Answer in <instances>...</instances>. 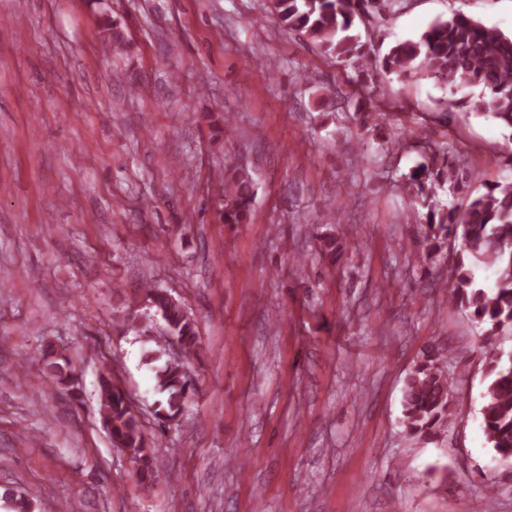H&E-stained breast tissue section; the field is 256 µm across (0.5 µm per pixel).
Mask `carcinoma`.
Listing matches in <instances>:
<instances>
[{
  "instance_id": "cac0c4a2",
  "label": "carcinoma",
  "mask_w": 512,
  "mask_h": 512,
  "mask_svg": "<svg viewBox=\"0 0 512 512\" xmlns=\"http://www.w3.org/2000/svg\"><path fill=\"white\" fill-rule=\"evenodd\" d=\"M401 7V0H273L279 22L305 35L324 53L353 67L369 60L358 27L370 17L384 19ZM106 46H125L123 33L109 18ZM385 73L399 76L427 75L461 88H479L481 95L468 100L470 110L488 112L512 128V37L463 13L438 18L415 40L398 42L381 58ZM431 165H421L406 177L414 203L425 209L418 225L419 256L434 264L444 257L448 242L458 244L448 270L451 302L471 312L484 326L480 351L486 387L481 426L496 458L512 459V352L494 346L501 334L512 331V181L498 182L480 194H464L461 202L445 209L435 204L437 190L448 183L463 188L477 179L465 159L443 142L431 150ZM253 193L249 176L232 168L224 175V223L249 222ZM481 263L496 270L493 290L475 282L471 265ZM148 306L165 322V333L175 339L184 357L198 355L197 325L182 303L168 292L146 284ZM122 327L138 336L154 335L152 320L124 316ZM163 347L147 352L155 366L156 391L160 398L154 414L160 420L179 422L195 386L184 364L162 361ZM43 374L55 387L73 390L79 373L70 357L52 345L43 357ZM452 377L442 366L439 350L428 351L405 380L402 423L415 436H431L447 423ZM100 418L114 447L135 463V475L147 487L156 479L155 448L146 440L141 417L127 391L102 374L98 381ZM5 497L14 512H33L24 494L8 489Z\"/></svg>"
}]
</instances>
